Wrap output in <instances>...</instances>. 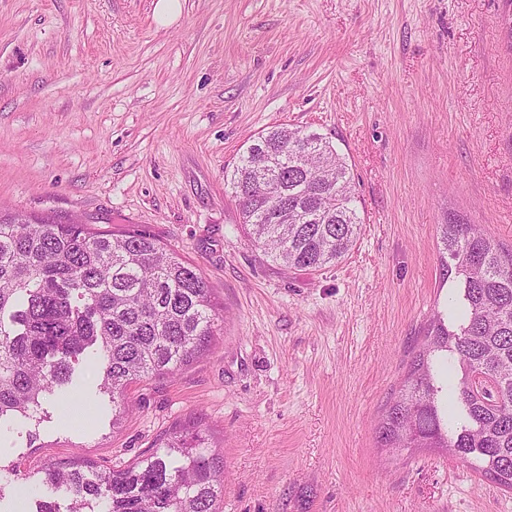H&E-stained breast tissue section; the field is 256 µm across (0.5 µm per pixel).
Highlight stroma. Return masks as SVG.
I'll return each instance as SVG.
<instances>
[{
    "instance_id": "obj_1",
    "label": "stroma",
    "mask_w": 512,
    "mask_h": 512,
    "mask_svg": "<svg viewBox=\"0 0 512 512\" xmlns=\"http://www.w3.org/2000/svg\"><path fill=\"white\" fill-rule=\"evenodd\" d=\"M0 0V205L139 230L197 266L210 352L128 393L98 365L70 402L0 421V512L55 496L45 469L125 466L166 433L224 458V512H512V492L375 423L452 292L439 227L512 246V0ZM290 124L344 155L362 220L341 263L287 270L224 188Z\"/></svg>"
}]
</instances>
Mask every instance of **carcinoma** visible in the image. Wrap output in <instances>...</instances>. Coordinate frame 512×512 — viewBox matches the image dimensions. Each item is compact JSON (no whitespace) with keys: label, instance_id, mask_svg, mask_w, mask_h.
I'll list each match as a JSON object with an SVG mask.
<instances>
[{"label":"carcinoma","instance_id":"1","mask_svg":"<svg viewBox=\"0 0 512 512\" xmlns=\"http://www.w3.org/2000/svg\"><path fill=\"white\" fill-rule=\"evenodd\" d=\"M241 223L272 262L318 271L360 232L348 164L322 135L288 124L258 134L224 172ZM452 305L436 311L379 427L385 448H442L512 492V249L477 224L439 225ZM219 318L202 273L150 236L96 231L23 212L0 214V420L34 417L97 347L100 389L117 423L127 390L206 352ZM492 378L471 393L473 373ZM71 496L37 512H221L224 463L195 435H173L110 473L55 467Z\"/></svg>","mask_w":512,"mask_h":512}]
</instances>
